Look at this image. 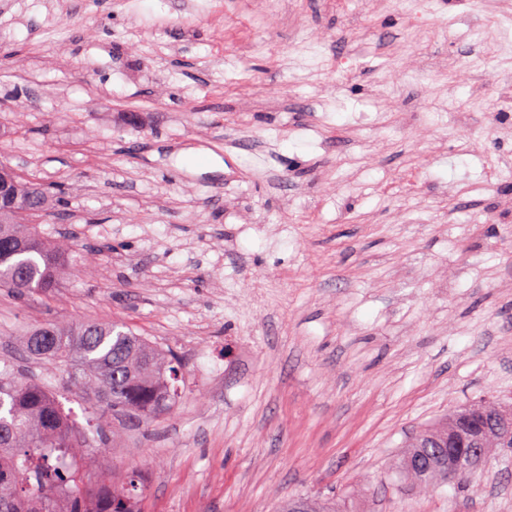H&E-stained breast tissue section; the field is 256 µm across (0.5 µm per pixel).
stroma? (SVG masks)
Masks as SVG:
<instances>
[{
	"mask_svg": "<svg viewBox=\"0 0 512 512\" xmlns=\"http://www.w3.org/2000/svg\"><path fill=\"white\" fill-rule=\"evenodd\" d=\"M0 0V163L65 188L23 332L118 323L183 365L85 479L141 512H512V449L407 479L409 438L512 405V0Z\"/></svg>",
	"mask_w": 512,
	"mask_h": 512,
	"instance_id": "35a3bbf8",
	"label": "stroma"
}]
</instances>
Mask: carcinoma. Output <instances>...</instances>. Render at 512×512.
I'll list each match as a JSON object with an SVG mask.
<instances>
[{"label":"carcinoma","mask_w":512,"mask_h":512,"mask_svg":"<svg viewBox=\"0 0 512 512\" xmlns=\"http://www.w3.org/2000/svg\"><path fill=\"white\" fill-rule=\"evenodd\" d=\"M16 206L0 211V288L18 296L46 294L58 285L71 244L45 241L32 221L52 203L48 188L21 180L8 166ZM25 360L58 366L67 387L91 409L96 423L80 431L36 379L0 369V512H138L145 481L132 474L112 491L83 482L84 447L104 436L103 422L169 414L181 394V363L148 339L112 324L66 321L36 326L22 345Z\"/></svg>","instance_id":"carcinoma-1"}]
</instances>
